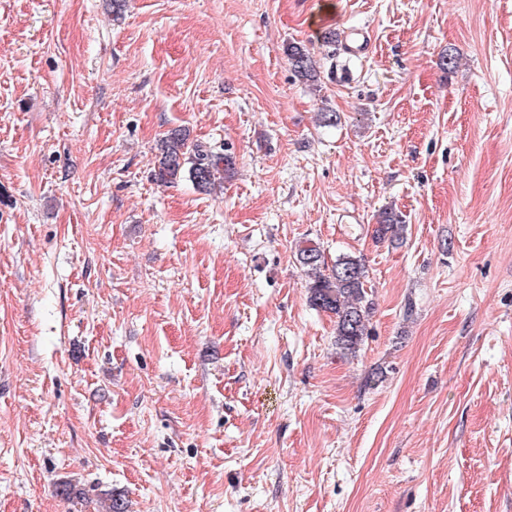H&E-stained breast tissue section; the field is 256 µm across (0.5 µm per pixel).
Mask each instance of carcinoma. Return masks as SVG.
<instances>
[{
    "label": "carcinoma",
    "instance_id": "obj_1",
    "mask_svg": "<svg viewBox=\"0 0 512 512\" xmlns=\"http://www.w3.org/2000/svg\"><path fill=\"white\" fill-rule=\"evenodd\" d=\"M288 60L297 77L315 81V63L304 47L291 44ZM233 165L230 155H214L197 145L191 147L185 133L174 129L162 141L157 178L169 183L186 169L197 188L210 192L215 187L216 175L229 176ZM405 229L403 215L386 209L373 229V236L381 242L400 244L404 241ZM297 260L308 273L311 305L336 317L337 348L345 355L355 353L369 335L372 311V302L364 288L366 266L363 260L343 254L328 267L319 247L311 242L298 246Z\"/></svg>",
    "mask_w": 512,
    "mask_h": 512
}]
</instances>
